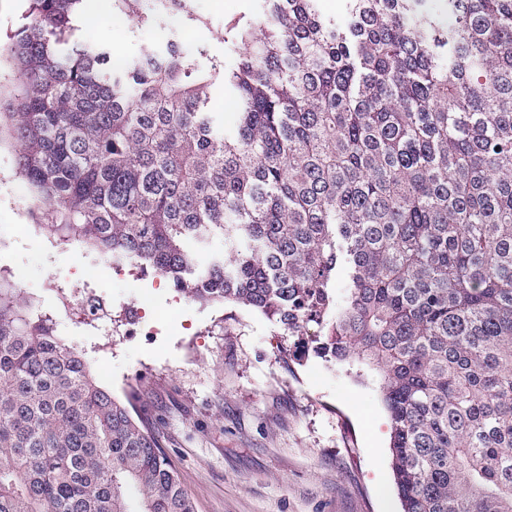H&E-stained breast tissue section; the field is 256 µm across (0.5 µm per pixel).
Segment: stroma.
<instances>
[{
  "label": "stroma",
  "instance_id": "1",
  "mask_svg": "<svg viewBox=\"0 0 512 512\" xmlns=\"http://www.w3.org/2000/svg\"><path fill=\"white\" fill-rule=\"evenodd\" d=\"M220 27L258 12L261 0H194ZM105 29L112 56L129 61L143 44L165 49L200 37L182 15L149 26L117 22L111 0H89L81 35ZM0 150V263L24 295L53 312L56 333L86 353L93 374L117 396L137 386V414L158 438L196 512H402L394 483L390 427L380 378L308 354L280 352L282 331L234 304L204 305L160 277L112 269L78 241L49 240L21 225L30 191ZM96 289L112 317L87 325L61 312V294Z\"/></svg>",
  "mask_w": 512,
  "mask_h": 512
}]
</instances>
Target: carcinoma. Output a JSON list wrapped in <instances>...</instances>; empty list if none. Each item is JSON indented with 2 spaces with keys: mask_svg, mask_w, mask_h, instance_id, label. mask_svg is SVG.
Here are the masks:
<instances>
[{
  "mask_svg": "<svg viewBox=\"0 0 512 512\" xmlns=\"http://www.w3.org/2000/svg\"><path fill=\"white\" fill-rule=\"evenodd\" d=\"M28 2L0 147L39 229L377 371L403 512H512V0H441L450 23L429 0H262L221 28L112 0L234 52L174 39L119 67L79 36L86 0ZM138 397L0 277V512H128L130 486L139 512H195ZM209 106L212 112H218L217 115L224 119V128L231 131L235 122V106L232 100L224 93L223 86H215L210 91Z\"/></svg>",
  "mask_w": 512,
  "mask_h": 512,
  "instance_id": "cac0c4a2",
  "label": "carcinoma"
}]
</instances>
